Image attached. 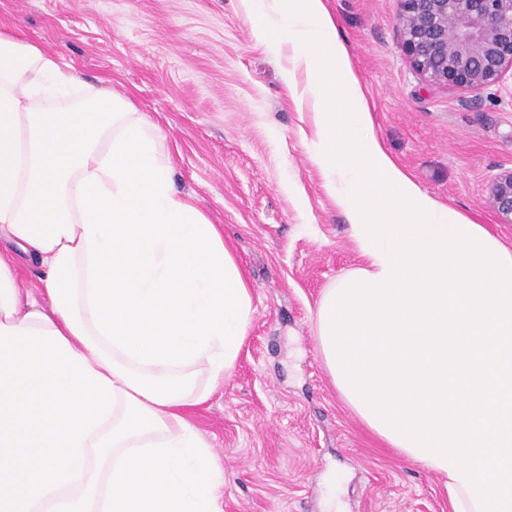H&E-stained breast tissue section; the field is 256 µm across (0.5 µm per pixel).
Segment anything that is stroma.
<instances>
[{"mask_svg":"<svg viewBox=\"0 0 512 512\" xmlns=\"http://www.w3.org/2000/svg\"><path fill=\"white\" fill-rule=\"evenodd\" d=\"M325 4L388 154L512 249V224L485 200L512 166V81L464 103L409 67L398 0ZM0 28L150 116L178 190L222 226L253 289L234 368L184 413L224 469L223 512H448L440 477L387 448L318 355L316 304L363 259L311 159L313 114L293 102L286 58L257 42L239 0H0Z\"/></svg>","mask_w":512,"mask_h":512,"instance_id":"1","label":"stroma"}]
</instances>
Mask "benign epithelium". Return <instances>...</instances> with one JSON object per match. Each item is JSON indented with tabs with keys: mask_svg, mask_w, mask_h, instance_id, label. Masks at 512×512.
Listing matches in <instances>:
<instances>
[{
	"mask_svg": "<svg viewBox=\"0 0 512 512\" xmlns=\"http://www.w3.org/2000/svg\"><path fill=\"white\" fill-rule=\"evenodd\" d=\"M396 27L409 67L428 85L481 99L512 74V0H399ZM487 202L512 224V167L487 186Z\"/></svg>",
	"mask_w": 512,
	"mask_h": 512,
	"instance_id": "1",
	"label": "benign epithelium"
}]
</instances>
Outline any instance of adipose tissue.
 I'll use <instances>...</instances> for the list:
<instances>
[{
	"mask_svg": "<svg viewBox=\"0 0 512 512\" xmlns=\"http://www.w3.org/2000/svg\"><path fill=\"white\" fill-rule=\"evenodd\" d=\"M292 51L312 158L364 264L323 291L331 382L388 447L443 478L451 512H512V249L438 203L374 135L323 0H241ZM146 113L0 29V241L39 262L43 301L0 257V326L59 331L113 383L82 477L29 512H222L224 470L182 414L234 367L255 307L237 260L178 191Z\"/></svg>",
	"mask_w": 512,
	"mask_h": 512,
	"instance_id": "adipose-tissue-1",
	"label": "adipose tissue"
}]
</instances>
